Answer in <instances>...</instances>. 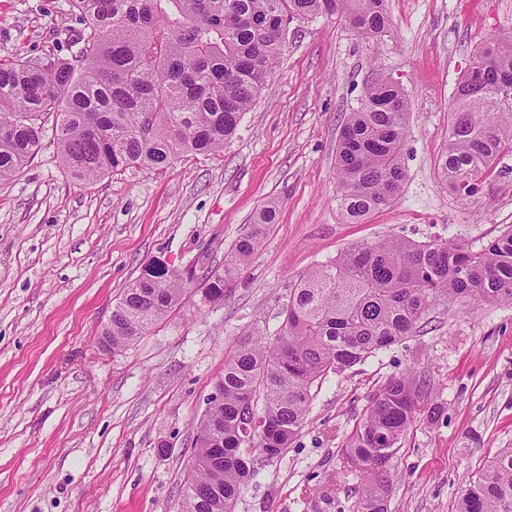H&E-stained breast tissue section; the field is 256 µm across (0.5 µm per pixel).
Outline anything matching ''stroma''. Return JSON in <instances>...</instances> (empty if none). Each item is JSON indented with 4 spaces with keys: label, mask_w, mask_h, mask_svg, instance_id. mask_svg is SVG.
<instances>
[{
    "label": "stroma",
    "mask_w": 512,
    "mask_h": 512,
    "mask_svg": "<svg viewBox=\"0 0 512 512\" xmlns=\"http://www.w3.org/2000/svg\"><path fill=\"white\" fill-rule=\"evenodd\" d=\"M366 34L334 15L288 27L278 64L223 152L91 184L53 146L0 185V512H180L188 460L224 355L255 323L277 330L288 288L356 242L454 238L481 247L512 225V153L471 195L441 183L457 82L474 50L512 33V0H385ZM67 0H0V58L68 57ZM377 79L411 102L398 197L362 223L336 200L346 112ZM250 262L208 302L199 287L145 335L112 350L104 325L159 260L221 267L269 199ZM415 372L421 413L391 460L388 512H455L486 461L512 447V306L436 309L415 334L319 387L287 452L255 456L235 512H352L342 449L387 378Z\"/></svg>",
    "instance_id": "35a3bbf8"
}]
</instances>
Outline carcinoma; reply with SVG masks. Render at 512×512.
I'll return each mask as SVG.
<instances>
[{"label":"carcinoma","instance_id":"carcinoma-1","mask_svg":"<svg viewBox=\"0 0 512 512\" xmlns=\"http://www.w3.org/2000/svg\"><path fill=\"white\" fill-rule=\"evenodd\" d=\"M80 21L70 57L0 59V182L14 178L47 132L68 175L91 183L120 168L163 170L185 153L212 154L236 135L270 78L288 25L336 13L380 33L384 0H68ZM460 78L440 181L471 194L502 154L512 153V35L492 37ZM410 101L397 83L366 85L346 113L336 147L342 218L359 224L392 203L405 181L401 148ZM270 200L224 256L197 274L149 265L124 288L102 335L133 342L187 294L224 288L277 223ZM512 305V225L475 249L456 240L356 243L288 289L271 336L253 324L224 360L220 395L197 427L181 512H235L254 477L251 458L290 448L313 388L415 333L431 310L455 303ZM420 383L386 379L343 448L360 483L356 512H387L389 464L414 420ZM456 512H512V448L501 449L469 484Z\"/></svg>","mask_w":512,"mask_h":512}]
</instances>
